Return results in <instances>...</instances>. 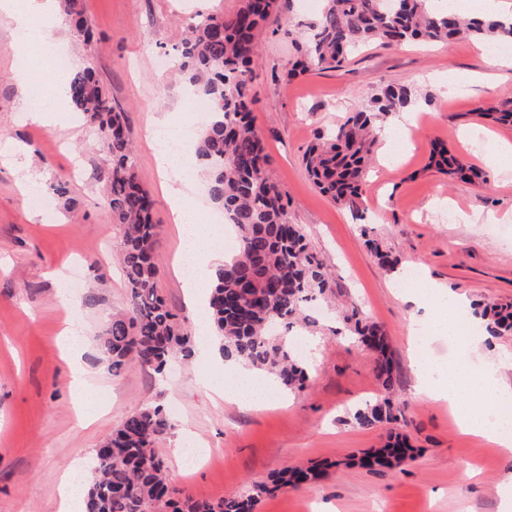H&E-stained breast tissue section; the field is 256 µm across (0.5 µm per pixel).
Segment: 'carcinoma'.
<instances>
[{"instance_id":"carcinoma-1","label":"carcinoma","mask_w":512,"mask_h":512,"mask_svg":"<svg viewBox=\"0 0 512 512\" xmlns=\"http://www.w3.org/2000/svg\"><path fill=\"white\" fill-rule=\"evenodd\" d=\"M321 2L316 19L308 25L309 44L288 71L289 77L338 68L349 52L367 44L438 43L459 35L492 45L512 43V22L440 12L430 8V0ZM61 5L73 32L90 42L93 33L81 0H61ZM292 6L293 0H242L232 14L206 15L192 24L176 53L186 86L209 107V121L193 142L207 172L208 195L224 209L238 233L236 256L217 267L211 277V324L223 340V357L275 375L281 388L288 390L304 388L306 371L270 329L280 325L289 331L300 320L309 322L305 306L325 297L331 288L324 260L312 249L302 225L289 218L288 199L271 174V158L254 115L258 35L270 29L292 36V30L283 25ZM65 94L86 123L104 133L105 204L114 223L123 228L119 263L129 289V308L112 315L97 340L113 374L133 363L161 374L177 355L191 352V337L183 333L157 288L154 245L159 227L152 218L153 201L137 172L126 113L103 93L91 66L73 73ZM413 103L407 87L388 84L328 135H318L304 153L315 187L338 204L358 207L383 119L406 111ZM477 112L512 126V100ZM431 159L441 172L467 178L466 165L444 145H433ZM471 315L485 324L490 336L512 335V305L476 302ZM344 320L373 354L382 387L375 402L354 412L355 423L373 428L406 422L403 408L393 398L397 376L384 330L356 309ZM174 428L172 416L161 403L123 417L95 450L87 512H257L265 496L321 476L316 467H287L271 483L256 484L246 495L193 498L172 484L155 452L158 442ZM409 451L405 436L391 434L360 464L397 468Z\"/></svg>"}]
</instances>
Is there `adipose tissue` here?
I'll return each mask as SVG.
<instances>
[{
    "mask_svg": "<svg viewBox=\"0 0 512 512\" xmlns=\"http://www.w3.org/2000/svg\"><path fill=\"white\" fill-rule=\"evenodd\" d=\"M154 156L179 226L173 270L193 304L200 298V286L209 278L222 250L215 244V231L206 226L199 204L181 178L176 159L159 147ZM404 276L412 285L415 301L425 310L409 325V356L417 397L446 403L461 434L489 441L512 458V390L499 386V364L476 363L471 358L472 349L482 337L479 323L471 322L469 331H461L451 319L452 314L465 310L460 296L435 286L417 268H408ZM439 338L448 341V355L441 359L429 350ZM59 344L68 361L69 389L78 406L79 422L90 425L103 411L104 402L94 373L84 360L85 340L81 331L71 326L61 334ZM211 390L225 403L261 407L278 394L279 387L273 376L236 364L223 382L212 384Z\"/></svg>",
    "mask_w": 512,
    "mask_h": 512,
    "instance_id": "obj_1",
    "label": "adipose tissue"
}]
</instances>
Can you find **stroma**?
I'll list each match as a JSON object with an SVG mask.
<instances>
[{
	"mask_svg": "<svg viewBox=\"0 0 512 512\" xmlns=\"http://www.w3.org/2000/svg\"><path fill=\"white\" fill-rule=\"evenodd\" d=\"M241 0H82L94 34L73 35L63 17L54 24L59 48L74 69L92 65L107 95L125 110L137 170L159 226L157 287L181 328L198 329L173 272L178 245L168 196L149 146L154 119L179 129L201 126L196 97L178 71L158 69L173 57L197 15L230 14ZM304 5L289 15L293 38L263 32L255 67V115L273 174L289 201V217L304 227L333 276L331 302L314 314L297 341L309 363L303 390L287 406L262 408L214 401L204 378L216 367L191 354L177 356L163 374L130 365L112 375L96 336L112 313L129 306V290L114 253L121 229L104 203L101 138L81 115L71 126L33 122L22 79L41 80L38 61L0 18V144L18 142L43 184L70 179L66 197L35 208L19 188L11 164L0 161V512H57L61 473L71 459L92 460L100 442L126 415L146 404L176 408L175 428L156 449L173 484L199 499L248 493L286 466L342 461L320 479L264 497L261 512H501L512 502V461L486 441L459 434L447 404L419 399L408 359V325L419 310L399 288L402 276L380 268L361 233L373 227L382 249L402 264L419 265L438 285L466 301L512 303V152L487 155L492 142L512 145V126L476 114L512 98V68L489 66L479 42L383 47L354 52L336 70L294 78L287 70L306 39ZM406 86L416 118L405 153L386 163L394 118L374 146L358 210L334 204L314 187L302 157L316 131L343 122L387 84ZM442 143L483 179H450L429 164ZM81 306L89 338L85 360L112 405L88 428L75 421L68 368L57 344L64 313L61 291ZM359 310L386 333L405 405L404 431L414 457L388 469L357 465L379 447L388 426L356 427L353 412L379 394L372 353L344 334L343 314ZM194 438L216 449L215 462L186 469L174 443Z\"/></svg>",
	"mask_w": 512,
	"mask_h": 512,
	"instance_id": "35a3bbf8",
	"label": "stroma"
}]
</instances>
